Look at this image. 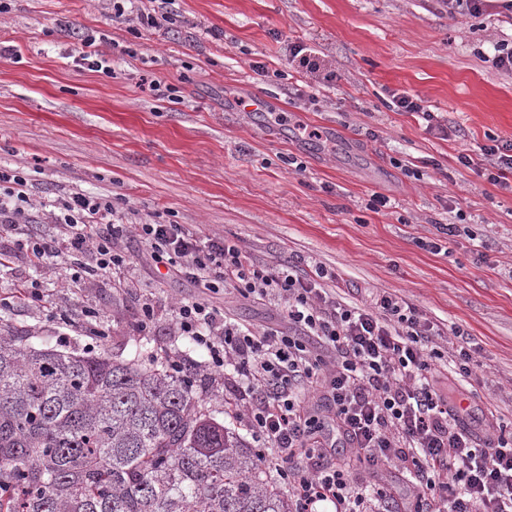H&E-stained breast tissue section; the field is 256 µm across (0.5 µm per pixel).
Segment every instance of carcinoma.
I'll return each instance as SVG.
<instances>
[{
    "label": "carcinoma",
    "mask_w": 512,
    "mask_h": 512,
    "mask_svg": "<svg viewBox=\"0 0 512 512\" xmlns=\"http://www.w3.org/2000/svg\"><path fill=\"white\" fill-rule=\"evenodd\" d=\"M27 339L0 325V512H291L196 363Z\"/></svg>",
    "instance_id": "cac0c4a2"
}]
</instances>
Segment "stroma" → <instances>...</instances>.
I'll return each mask as SVG.
<instances>
[{
    "label": "stroma",
    "mask_w": 512,
    "mask_h": 512,
    "mask_svg": "<svg viewBox=\"0 0 512 512\" xmlns=\"http://www.w3.org/2000/svg\"><path fill=\"white\" fill-rule=\"evenodd\" d=\"M4 2L0 44L12 55L0 58V168L31 175L37 203L21 232L51 231L39 201L76 190L122 199L139 222L205 225L263 264L321 263L353 285L351 303L397 293L473 338L471 376L439 381L472 432L483 434L490 403L512 432V191L458 161L490 138L512 140V74L489 61L497 42H512V18L493 8L452 17L442 0H173L176 23L147 29L131 11L113 19L110 0ZM87 37L110 73L76 61ZM292 42L311 50L316 69L288 68ZM402 93L447 117L454 134L390 109ZM255 98L262 109L246 111ZM375 194L389 207L368 210ZM456 223L466 232L447 252L426 249L443 239L439 225ZM122 246L139 256L123 272L126 288L105 278L74 288L52 268L0 269V298L22 278L49 297L5 308L0 321L37 348L123 358L188 350L171 308L199 289L160 278L138 242ZM86 307L106 338L61 332L52 319Z\"/></svg>",
    "instance_id": "1"
}]
</instances>
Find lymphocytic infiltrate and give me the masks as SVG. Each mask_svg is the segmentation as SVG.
Returning <instances> with one entry per match:
<instances>
[{
    "label": "lymphocytic infiltrate",
    "mask_w": 512,
    "mask_h": 512,
    "mask_svg": "<svg viewBox=\"0 0 512 512\" xmlns=\"http://www.w3.org/2000/svg\"><path fill=\"white\" fill-rule=\"evenodd\" d=\"M458 161L506 185L512 141ZM30 186L25 172L0 171V268L52 267L67 256L65 277L75 284L88 257L99 275L116 277L134 262L121 248L134 237L168 275L273 308L278 324L259 328L205 300L181 301L173 329L205 351L211 374L223 376L225 409L266 447L263 462L287 485L293 512H322L327 504L335 512H367L375 500L384 512H512V436L493 422L476 439L435 387L443 370L435 338H457L458 373L471 374L472 339L460 328L428 321L386 290L368 304L346 302L327 285L321 264L263 265L199 224L124 223L108 197L72 192L46 200L54 233L20 239ZM327 421L345 439L349 458H338L322 436ZM356 464L371 472L373 487L357 482ZM391 466L415 487L414 496L396 498L385 486Z\"/></svg>",
    "instance_id": "lymphocytic-infiltrate-1"
}]
</instances>
